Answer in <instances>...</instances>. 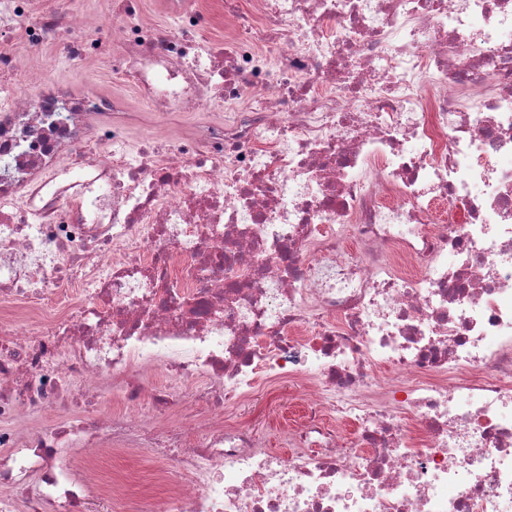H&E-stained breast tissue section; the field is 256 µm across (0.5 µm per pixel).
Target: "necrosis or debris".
I'll return each mask as SVG.
<instances>
[{"instance_id":"obj_1","label":"necrosis or debris","mask_w":512,"mask_h":512,"mask_svg":"<svg viewBox=\"0 0 512 512\" xmlns=\"http://www.w3.org/2000/svg\"><path fill=\"white\" fill-rule=\"evenodd\" d=\"M140 5L87 38L0 0L25 49L0 53V305L38 312L0 316V512H125L102 462L134 451L164 486L139 512H512V0H221V47L194 0L172 28ZM49 44L224 118L151 136L118 97L21 81ZM158 371L179 390L148 393ZM106 380L126 411L88 415ZM282 380L284 453L228 418ZM66 418L65 410H54L52 412L42 413L39 411H28L27 418L23 423V428L29 431H36L46 425L61 422Z\"/></svg>"}]
</instances>
